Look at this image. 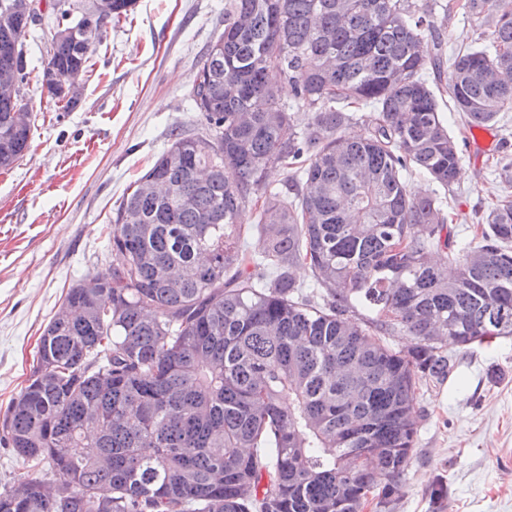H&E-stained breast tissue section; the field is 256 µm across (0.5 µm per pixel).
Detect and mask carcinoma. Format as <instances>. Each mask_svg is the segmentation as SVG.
I'll use <instances>...</instances> for the list:
<instances>
[{
  "label": "carcinoma",
  "instance_id": "cac0c4a2",
  "mask_svg": "<svg viewBox=\"0 0 512 512\" xmlns=\"http://www.w3.org/2000/svg\"><path fill=\"white\" fill-rule=\"evenodd\" d=\"M13 2L0 0V68L19 72L0 99V168L24 157L34 125L13 122L30 108ZM64 5L49 3L76 34L51 41L47 64L85 75L104 18ZM462 8L484 41L446 59L439 42L423 51L439 27L411 0H224L192 91L204 131L172 130L123 198L112 265L95 291L69 288L0 416V444L44 472L22 480V506L1 490L0 512H363L370 493L393 512L416 392L454 367L444 338L512 335V196L456 245L439 193L462 172L440 102L475 126L512 110V3ZM285 81L302 118L280 101ZM365 106L378 115L352 138ZM414 173L437 189L412 194ZM495 174L511 188L512 159ZM248 204L253 252L237 222ZM402 333L411 347L387 344Z\"/></svg>",
  "mask_w": 512,
  "mask_h": 512
}]
</instances>
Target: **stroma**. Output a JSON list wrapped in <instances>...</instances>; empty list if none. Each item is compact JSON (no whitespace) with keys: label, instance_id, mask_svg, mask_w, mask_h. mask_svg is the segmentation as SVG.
Masks as SVG:
<instances>
[{"label":"stroma","instance_id":"1","mask_svg":"<svg viewBox=\"0 0 512 512\" xmlns=\"http://www.w3.org/2000/svg\"><path fill=\"white\" fill-rule=\"evenodd\" d=\"M446 15L445 52L474 39L448 0H414ZM55 15L42 9L25 40L30 77L22 92L36 114L30 147L0 170V414L30 374L39 338L68 289L108 267L112 217L127 189L169 145L173 128H202L193 83L208 43L224 29V0H137L97 32L92 72L66 112L39 81ZM463 170L449 198L457 242L506 190L494 158L512 157V111L486 127L451 124ZM456 368L418 396V443L394 512H512V336L461 349ZM446 498L431 497L436 483Z\"/></svg>","mask_w":512,"mask_h":512}]
</instances>
